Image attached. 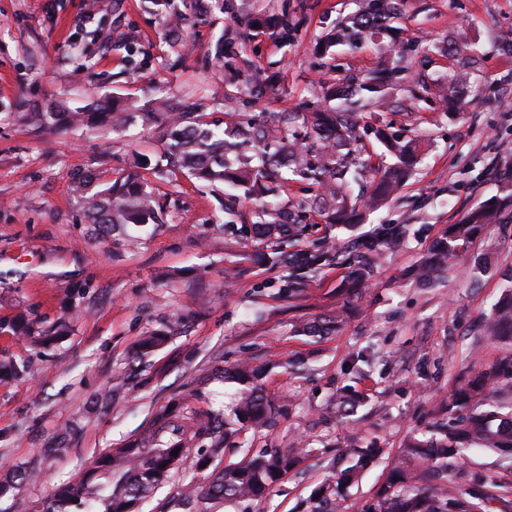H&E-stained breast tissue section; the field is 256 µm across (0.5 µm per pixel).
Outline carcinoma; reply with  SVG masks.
<instances>
[{"mask_svg": "<svg viewBox=\"0 0 512 512\" xmlns=\"http://www.w3.org/2000/svg\"><path fill=\"white\" fill-rule=\"evenodd\" d=\"M161 11L170 12L165 41L178 57L193 50L185 40L189 18L171 9V0H149ZM362 7L339 21L333 32L324 36L317 51L323 55L337 46L355 47L366 40L391 36L392 23L399 18L398 0H361ZM273 35L283 44L290 43L297 25L284 15L273 20ZM235 35L224 29L214 44L210 61L224 66V58ZM395 43H382L383 67L356 82L333 85L325 91L326 105L315 112H269L253 120L239 111V103L250 104L262 98L279 80L272 72L255 80L249 98L241 91L224 92V118L200 109L193 103L173 107L160 96L147 105L132 110L109 98L89 97L75 111L53 108L33 112L31 119L46 127L60 120L67 124L107 125L123 131L134 119L145 127L161 132L162 149L144 160L137 158L132 169L115 178L101 190L91 188L93 179L76 182L89 223L121 235L133 226L162 223L163 207L155 195V183L171 184L177 175L188 174L206 186L227 185L234 189L224 197V229L234 233L248 248L263 244L272 256L257 254L262 260L288 268V280L282 292L294 297L312 279L340 258L335 241L305 242L310 227L326 224H353L360 211L375 209L387 202L413 172L419 150L418 142L402 140L381 127L360 124L361 110L389 103V89L397 74L392 66ZM467 89L465 73L448 75V85L441 88L443 101L452 104L463 99ZM383 147L378 162H373L364 143L368 135ZM394 158L385 164L386 157ZM302 184L304 196L280 204L261 203L248 215L239 208V199L259 192H271L284 180ZM512 217V165L500 180V195L473 209L457 224H450L435 242L430 256L415 271L417 278L429 282L456 261L466 257L479 240L493 235L495 228ZM403 224H381L362 244L363 251L352 257L343 288L359 294L368 287L377 257L401 244ZM342 321L341 311L301 323L295 332L303 336H328ZM16 333L43 346L60 338L51 330L35 332L24 316L16 319ZM173 336V330L144 337L133 352V362L142 364ZM490 339L499 350L486 363L479 358L461 378L448 399L437 407V420L430 435L417 433L405 444L402 461L396 464L388 482L383 484L376 501L363 512H512V481L491 480L481 483L482 490L470 495L448 480V460L465 461L467 452L483 448L512 461V285L505 287L495 304ZM266 371L244 361L230 370L216 369L214 380H232L239 385L231 406L197 417L195 434L221 435L205 449L196 468L208 472L203 487L187 486L182 501L200 504L199 512L226 502L243 506L267 498L278 482L294 467L304 452L303 444L291 448H263L246 455L239 464L222 467L216 459L224 452L221 443L241 431L270 428L275 425L278 409L264 393L261 380ZM336 411L343 418L354 412L355 399L348 389L336 391ZM180 402L174 400L159 411L153 424L159 428L179 427ZM179 449L174 454L172 450ZM374 447L347 445L337 449L344 465L340 483L348 486L376 456ZM186 455L182 440L155 442L149 435L142 442L101 454L93 472L106 474L117 486L104 498V512H136L139 503L153 497L160 482L180 469ZM92 477L61 484L42 507L41 512H85L95 500ZM307 512H335L334 499L313 495Z\"/></svg>", "mask_w": 512, "mask_h": 512, "instance_id": "obj_1", "label": "carcinoma"}]
</instances>
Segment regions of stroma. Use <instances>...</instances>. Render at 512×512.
<instances>
[{
    "label": "stroma",
    "mask_w": 512,
    "mask_h": 512,
    "mask_svg": "<svg viewBox=\"0 0 512 512\" xmlns=\"http://www.w3.org/2000/svg\"><path fill=\"white\" fill-rule=\"evenodd\" d=\"M358 8L357 0H224L216 15H194L195 50L175 62L162 35L166 13L143 0H107L91 13L87 0H0V358L27 360L24 377L0 380V470H31L36 480L0 499V512H40L63 482L88 474L95 460L138 438L160 407L182 403L183 430L165 429L161 441L182 439L189 458L164 479L138 512H185L183 485L204 484L193 459L207 442L195 438L196 417L231 404L236 384L209 379L213 367L247 360L266 366L264 389L280 415L273 428L245 430L225 444L220 464L245 450L303 442L299 463L275 487L263 512H302L301 502L327 478L339 445L372 441L377 460L357 484L338 488L340 512H361L390 476L406 439L426 429L473 353L492 360L493 307L512 275V224L495 231L489 270L471 277L457 261L434 285L419 284L415 269L448 225L498 195L505 161L512 160V0H404L394 63L400 75L392 105L365 113L367 123L426 144L414 175L388 205L364 213L360 224L310 231L354 241L380 224H404L408 236L376 261L361 295L338 290L344 268L330 267L294 298L280 295L286 271L252 261L223 228V194L180 177L159 184L163 222L137 229L138 242L101 238L72 192L90 173L102 190L130 169L133 152L153 155L160 135L133 123L122 133L102 128L43 129L29 124L34 106L83 105L90 93L129 98L141 106L164 96L219 111L228 72L206 62L223 27L239 34L241 80L270 72L280 79L249 109L310 112L323 106L322 83L374 70L371 42L320 56L316 44ZM289 16L298 25L291 44L249 28L250 18ZM89 60L79 65L73 42ZM462 52L448 56L447 48ZM466 67L475 100L455 110L435 98L416 101L412 79L429 85ZM348 305L331 336H298L299 321ZM25 313L38 330L62 326V337L42 347L18 338L12 320ZM178 325L177 335L123 384L136 343ZM368 365L353 371L356 354ZM308 369L292 373L286 362ZM121 390H113L115 382ZM363 395L353 420L340 418L336 389ZM489 478L512 479L493 452L475 449L455 481L474 489Z\"/></svg>",
    "instance_id": "1"
}]
</instances>
